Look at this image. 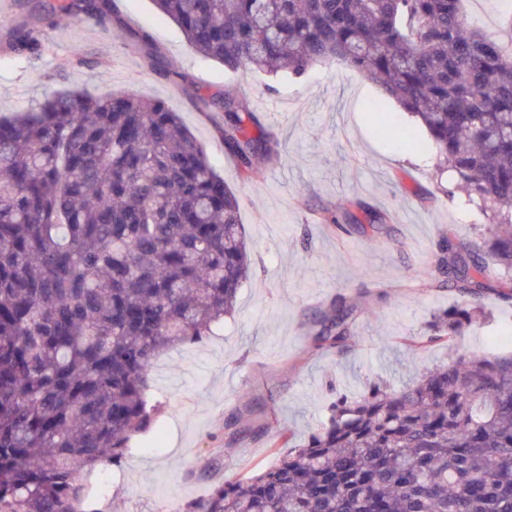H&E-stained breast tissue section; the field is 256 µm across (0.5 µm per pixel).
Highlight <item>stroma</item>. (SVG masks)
<instances>
[{
  "label": "stroma",
  "mask_w": 512,
  "mask_h": 512,
  "mask_svg": "<svg viewBox=\"0 0 512 512\" xmlns=\"http://www.w3.org/2000/svg\"><path fill=\"white\" fill-rule=\"evenodd\" d=\"M115 5L112 21L79 27L40 9L39 0H0V20L41 44L33 54L15 51L0 28V115L72 91L165 100L236 192L255 267L216 335L156 360L157 422L134 437L122 469L91 475L97 512H183L224 480L275 462L278 449L257 428L277 423L299 445L339 398L375 384L401 388L457 354H512V301L494 294L482 298V316L453 346L408 349L407 338L461 301L431 282L438 243L482 245L492 219L440 167L429 138L411 149L395 137L415 123L396 102L388 104L390 132L376 128L369 112L382 95L376 84L329 64L298 77L231 74L193 52L153 0ZM465 11L471 24L512 37V0H467ZM227 89L278 142L274 161H258L255 185L224 149L221 113L200 109L201 99ZM359 204L379 224L328 223ZM340 296L354 310L357 342L344 353L318 350L320 321ZM235 417L252 433L228 448L224 424Z\"/></svg>",
  "instance_id": "obj_1"
}]
</instances>
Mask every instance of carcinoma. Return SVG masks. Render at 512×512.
<instances>
[{"mask_svg":"<svg viewBox=\"0 0 512 512\" xmlns=\"http://www.w3.org/2000/svg\"><path fill=\"white\" fill-rule=\"evenodd\" d=\"M115 0H57L77 23ZM196 53L238 72L316 63L377 83L427 130L472 201L484 247L443 241L439 285L462 303L424 346L449 342L489 290L512 300V54L463 0H153ZM224 148L244 180L276 154L230 90ZM331 223H376L366 207ZM494 266L504 287L493 288ZM252 259L237 196L178 113L134 92L56 95L0 116V512H94L91 472L122 467L150 429L154 360L232 315ZM340 297L317 349L355 342ZM226 480L185 512H512V355H461L399 390L336 401L302 445Z\"/></svg>","mask_w":512,"mask_h":512,"instance_id":"carcinoma-1","label":"carcinoma"}]
</instances>
